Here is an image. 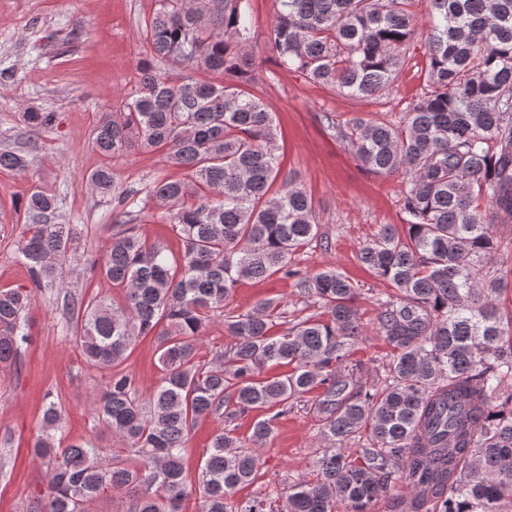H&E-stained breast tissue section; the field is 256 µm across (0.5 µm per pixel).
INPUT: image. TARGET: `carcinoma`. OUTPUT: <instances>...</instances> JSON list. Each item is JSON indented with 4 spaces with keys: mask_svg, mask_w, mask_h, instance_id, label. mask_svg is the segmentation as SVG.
I'll use <instances>...</instances> for the list:
<instances>
[{
    "mask_svg": "<svg viewBox=\"0 0 512 512\" xmlns=\"http://www.w3.org/2000/svg\"><path fill=\"white\" fill-rule=\"evenodd\" d=\"M413 2L275 0L265 44L280 68L353 98L381 96L413 66ZM427 2L428 92L394 124L325 116L370 172L405 175L403 227L379 225L359 250L390 288L378 300L376 328L391 360L367 388L349 381L363 335L358 288L334 268L310 274L288 262L315 241L318 221L306 191L280 177L277 125L254 91L258 65L246 50L249 0H158L143 28L153 58L220 81L140 62L136 94L103 117L95 145L114 157L161 150L187 177L123 187L107 165L92 172L91 187L128 216L97 257L80 251L82 225L57 223V198L35 188L17 249L30 286L0 289L1 368L16 364L30 337L27 312L36 294L59 287L60 266H87L121 291V304L100 297L78 306L77 325L86 361L109 373L94 399L98 421L144 466H122L91 441L56 448L62 413L51 401L34 444L47 491L27 512H88L109 490L125 492L131 512H181L185 453L200 418L274 411L253 424L249 442L259 448L275 421L318 388L332 446L315 462L314 479L288 487V512H372L388 494L401 512H512V307L501 303L512 273L491 268L495 224L512 221V0ZM24 120L39 130L54 114ZM28 166L25 154L0 150V168ZM151 205L180 240L179 255L143 235L137 220ZM279 273L324 313L296 316L273 336L277 303L230 312L232 355L198 361L212 314L237 285ZM149 335L162 375L144 399L121 365L134 339ZM359 434L366 447L343 448ZM260 466L234 430L218 431L201 468L199 512H271L262 495L236 499ZM412 488L419 493L409 501L399 494Z\"/></svg>",
    "mask_w": 512,
    "mask_h": 512,
    "instance_id": "obj_1",
    "label": "carcinoma"
}]
</instances>
